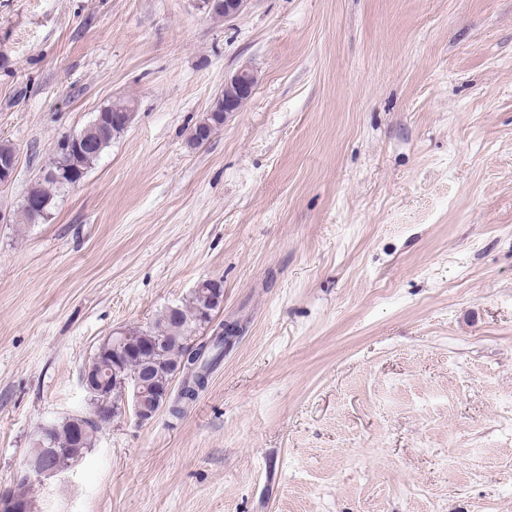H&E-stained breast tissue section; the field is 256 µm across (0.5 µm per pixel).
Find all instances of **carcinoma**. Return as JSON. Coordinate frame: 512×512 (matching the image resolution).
Instances as JSON below:
<instances>
[{
	"label": "carcinoma",
	"mask_w": 512,
	"mask_h": 512,
	"mask_svg": "<svg viewBox=\"0 0 512 512\" xmlns=\"http://www.w3.org/2000/svg\"><path fill=\"white\" fill-rule=\"evenodd\" d=\"M100 112L104 113L102 121L92 119L80 131L79 143L66 153L65 167L60 171V177L46 176L43 184L28 192L23 206V216L27 223H36L43 219V215L49 214L55 192L82 181L92 165L110 147L112 139L133 118V113L127 111V106L122 104H112L100 109ZM35 203L43 208L40 216L33 209ZM218 309L216 295L206 293L203 288L191 294L188 304L176 307L175 314H170L167 308L154 325L139 330L133 341L140 345H151L153 350L123 359L121 373L115 377L110 372L103 374L107 379V392L111 393L112 403L123 402L125 392L131 389L134 379L142 374L147 362L153 365L150 385L157 392L168 389L177 375V369L184 365L188 367L184 388L190 390L198 382L206 381L212 370L224 359L226 349L232 345V337H217L206 352L191 345L190 341L193 332L209 323ZM97 351L98 357L90 360L88 369L98 376L100 366L112 365L111 343L103 342ZM73 426L72 417L49 424L45 427L46 438L38 435L33 439L32 456L45 455L51 448L62 450L74 447Z\"/></svg>",
	"instance_id": "cac0c4a2"
}]
</instances>
